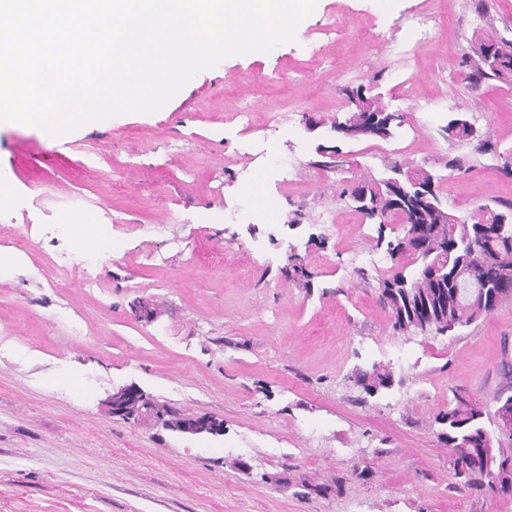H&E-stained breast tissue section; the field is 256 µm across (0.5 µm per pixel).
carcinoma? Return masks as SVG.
Here are the masks:
<instances>
[{"label": "carcinoma", "mask_w": 512, "mask_h": 512, "mask_svg": "<svg viewBox=\"0 0 512 512\" xmlns=\"http://www.w3.org/2000/svg\"><path fill=\"white\" fill-rule=\"evenodd\" d=\"M500 58L499 67L485 64L487 52ZM472 68L474 85L486 78L512 82V40L498 35L481 38L467 57ZM378 118L373 136L387 139L402 124L385 120L377 100L355 94V109L345 113L343 120L366 124ZM478 128L466 112H456L444 127L450 141H470ZM416 173L418 169L396 164L393 175L376 180L367 178L352 183L344 192H368L367 206L361 212L378 225L376 246H386L391 259L404 255L413 257L416 271L405 273L396 267L378 279V298L391 314L393 331L399 336L444 335L469 326L494 311V306L512 301V204L501 209L481 207L468 221L448 222L441 203L439 187L420 192L401 176V171ZM405 225V236L384 241L386 225L393 221ZM501 374L506 386L497 397L499 406L512 405V354L504 350ZM354 384L373 395L390 387L391 371L381 365L358 371L351 376ZM485 407L477 398L453 393L448 410L437 416L444 426L440 438L448 446L457 477L469 489L484 486L491 477L499 492L512 494V468L505 464L512 452L499 428L484 424Z\"/></svg>", "instance_id": "obj_1"}]
</instances>
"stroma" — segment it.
I'll return each instance as SVG.
<instances>
[{
	"instance_id": "35a3bbf8",
	"label": "stroma",
	"mask_w": 512,
	"mask_h": 512,
	"mask_svg": "<svg viewBox=\"0 0 512 512\" xmlns=\"http://www.w3.org/2000/svg\"><path fill=\"white\" fill-rule=\"evenodd\" d=\"M449 2L452 23L416 44L408 18L438 0H394L388 13L320 0L297 38L223 59L157 113L55 142L0 126L16 199L0 211V512H512V494L461 486L435 421L456 390L495 412L512 301L445 335H397L356 274L392 262L341 195L397 162L433 171L459 220L512 202L498 157L512 149V84L472 88L463 60L478 37L512 40V0ZM390 40L406 53L388 54ZM359 87L402 114L394 138L331 132ZM459 111L480 138L442 137ZM284 118L287 135L269 136ZM250 143L264 158L245 155ZM322 146L338 150L324 171ZM72 200L107 225L112 257L56 234ZM292 254L305 276L283 275ZM140 301L151 318L135 314ZM375 364L394 384L370 396L349 377ZM131 383L222 419L223 434L112 416L105 399Z\"/></svg>"
}]
</instances>
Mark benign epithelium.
<instances>
[{"label":"benign epithelium","instance_id":"7a95c632","mask_svg":"<svg viewBox=\"0 0 512 512\" xmlns=\"http://www.w3.org/2000/svg\"><path fill=\"white\" fill-rule=\"evenodd\" d=\"M150 396L140 387L130 384L112 390L106 399L110 414L136 421H149L174 431L189 435H220L224 433V421L210 416L187 415L179 411L165 420L155 416Z\"/></svg>","mask_w":512,"mask_h":512}]
</instances>
